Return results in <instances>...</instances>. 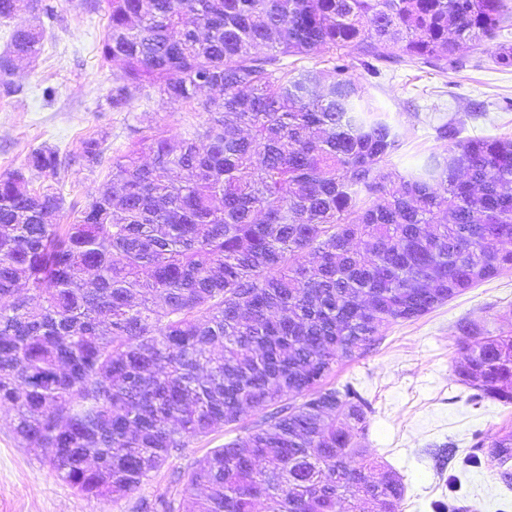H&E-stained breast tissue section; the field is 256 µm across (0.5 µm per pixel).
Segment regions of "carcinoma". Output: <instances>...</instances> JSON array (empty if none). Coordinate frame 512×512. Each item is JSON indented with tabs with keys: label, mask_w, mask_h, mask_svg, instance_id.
Returning a JSON list of instances; mask_svg holds the SVG:
<instances>
[{
	"label": "carcinoma",
	"mask_w": 512,
	"mask_h": 512,
	"mask_svg": "<svg viewBox=\"0 0 512 512\" xmlns=\"http://www.w3.org/2000/svg\"><path fill=\"white\" fill-rule=\"evenodd\" d=\"M112 108L130 88L203 111L167 137L135 136L71 224L64 197L29 186L65 162L37 149L0 177V409L52 449L75 492L118 501L192 438L262 413L193 471L202 495L162 512H402L405 487L366 456L370 402L327 382L382 328L512 270V138L461 136L405 176L400 134L344 76L342 50L443 69L464 42L512 23L508 0H104ZM39 0H0V19ZM20 25L0 75L38 57ZM328 55L322 69L290 57ZM202 88L219 97L198 101ZM97 138L78 159L102 163ZM308 257L303 263L298 255ZM471 402L512 406V331L458 325ZM465 462L512 484V428Z\"/></svg>",
	"instance_id": "cac0c4a2"
}]
</instances>
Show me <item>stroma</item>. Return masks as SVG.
<instances>
[{"mask_svg": "<svg viewBox=\"0 0 512 512\" xmlns=\"http://www.w3.org/2000/svg\"><path fill=\"white\" fill-rule=\"evenodd\" d=\"M56 18L46 24L37 60L19 65L11 76L22 94L0 96V175L23 168L27 156L49 147L68 156L85 138L102 139L106 155L122 153L133 129L176 135L203 113L166 102L160 94H133L122 111L108 98L112 66L100 57L106 32L103 9L89 0H48ZM496 41L469 43L457 53L459 66L439 69L422 63L363 65L356 47L345 48L349 76L368 89L371 102L403 133L392 157L397 173L407 174L441 152L435 125L463 117V136H512V70L492 62ZM52 96H45V89ZM106 165L75 163L57 177L32 175L34 188L53 186L65 198L61 223L104 190ZM463 319L490 330H512V273L485 281L414 321L385 327L381 339L360 358L339 359L331 381L357 384L370 401L369 456L398 473L405 485L403 512H436L435 504L461 498L470 512H512V487L486 467L464 465L473 435L492 440L512 427V408L469 402L455 367L463 359L456 324ZM244 410L235 423L191 439L131 496L116 502L72 490L46 463L45 448L21 447L10 417L0 412V512H150L156 500L179 499L190 490L188 474L212 449L244 435L259 419ZM455 443L459 455L438 465L435 446Z\"/></svg>", "mask_w": 512, "mask_h": 512, "instance_id": "1", "label": "stroma"}]
</instances>
